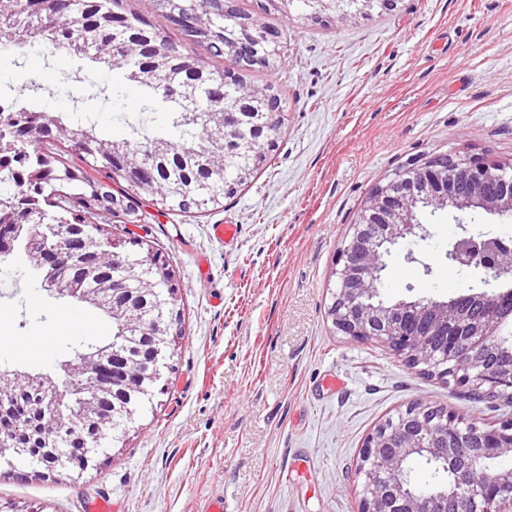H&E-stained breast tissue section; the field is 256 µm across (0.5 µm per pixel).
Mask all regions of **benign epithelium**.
Listing matches in <instances>:
<instances>
[{"instance_id":"obj_1","label":"benign epithelium","mask_w":512,"mask_h":512,"mask_svg":"<svg viewBox=\"0 0 512 512\" xmlns=\"http://www.w3.org/2000/svg\"><path fill=\"white\" fill-rule=\"evenodd\" d=\"M347 0H309V17L320 20L332 12L347 15ZM242 40L269 47L276 35L252 16L240 18ZM228 52L239 60L237 69L266 66L272 57L242 54L235 43ZM245 102L224 106L213 126L224 138H216L217 150L247 153L253 168L266 162L275 136L264 124L246 126ZM112 170L143 192L153 188L149 159L112 158ZM465 179L471 192L454 194L456 181ZM498 181L502 191L491 195L487 183ZM459 212L481 209L512 219V176L503 165L491 166L478 157H459L451 166L443 155L420 157L382 183L374 185L350 225L348 239L338 253L336 290L328 318L336 332L359 342L379 341L392 348L408 364L422 369L439 366L456 385L489 393L512 391V363L495 373L479 361L480 353L498 335L502 308L512 306V289L503 286L504 271L512 266V238L469 235L457 239L448 259L462 269L483 272L489 289L469 294L483 315L469 319L458 301L418 299L386 303L377 299L385 257L391 248L411 238L426 236L415 209L420 203ZM22 231L42 225V247L32 263L46 268L54 278L43 282L46 290L91 302L121 324L139 333L134 354L124 347L107 346L63 364L69 389L61 391L43 374H19L0 370V404L19 389L35 387L39 395L31 404V433L47 448L44 469L82 473L94 457L100 439L112 434V415L121 406V394L143 391L151 384L149 362L164 357L179 335L178 315L157 318L145 302L141 269L126 260V241L102 240L81 219L65 224L42 223V212L13 204L0 223ZM143 262L154 266L160 278L172 280L167 262L151 250ZM96 287L86 288L84 284ZM81 391L86 404L76 421L67 411V396ZM512 453V418L486 430H477L453 407L417 401L397 417L389 418L370 433L360 450L356 475L362 480L357 512H512V468L498 470L490 482L481 479L483 464ZM425 456L452 474V485H436L418 492L407 487V463Z\"/></svg>"}]
</instances>
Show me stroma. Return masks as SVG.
<instances>
[{
    "mask_svg": "<svg viewBox=\"0 0 512 512\" xmlns=\"http://www.w3.org/2000/svg\"><path fill=\"white\" fill-rule=\"evenodd\" d=\"M278 34L274 85L287 120L267 163L237 196L204 214L144 221L96 217L112 238L134 236L167 261L183 333L164 392L88 469L36 476L0 459V512H356L355 466L366 436L424 400L472 416L466 389L405 366L388 348L335 332L327 317L339 247L370 188L431 154L512 164V0H399L393 12L331 23L267 13ZM40 76V90L23 78ZM30 108L95 125L104 140L133 129L176 142L167 109L141 111L144 89L120 70L37 44L0 55V91ZM426 238L393 249L386 300H445L481 290L448 251L463 232L512 236V221L477 210L464 221L424 209ZM235 224L237 239L214 238ZM0 368L64 381L63 361L112 339L94 305L44 290L23 252L0 263ZM71 323L60 327V314Z\"/></svg>",
    "mask_w": 512,
    "mask_h": 512,
    "instance_id": "1",
    "label": "stroma"
}]
</instances>
